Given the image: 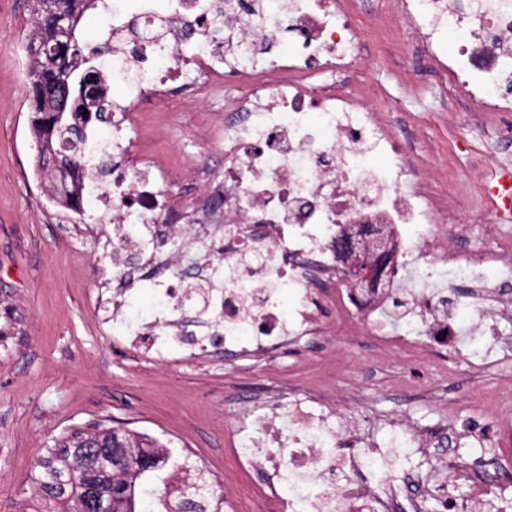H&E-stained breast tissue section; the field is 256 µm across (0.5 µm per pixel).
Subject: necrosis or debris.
I'll return each mask as SVG.
<instances>
[{
  "mask_svg": "<svg viewBox=\"0 0 512 512\" xmlns=\"http://www.w3.org/2000/svg\"><path fill=\"white\" fill-rule=\"evenodd\" d=\"M398 9L469 111L512 112V0H400ZM106 36L126 95L101 136L112 178L88 182L80 197L99 209L83 232L127 269L120 289L101 285L114 336L156 361L183 344L201 357L217 341L240 355L272 353L321 331L314 263L349 335L386 349L405 328L418 346L442 342L463 359L474 342L499 346L498 322L512 317V235L460 254L456 240L475 225L450 220L419 190L410 147L380 119L378 99L340 89L367 63L354 0H114ZM324 73L332 83L314 84ZM171 84L188 90L190 105L225 98L224 179L207 206L192 196L168 204L172 167L156 153L125 161L135 112ZM103 224L111 235H100ZM354 224L383 227L393 253L391 274L373 288L342 276L336 239ZM490 268L497 282L486 280ZM458 282L468 297L448 303ZM143 283L160 307L138 322L127 308ZM285 288L299 296L291 315L278 303ZM189 308L205 314L190 335L178 319ZM463 310L477 316L464 330L455 322ZM235 421L229 448L242 474L266 475L255 484L258 512H427L428 475L404 468L380 484L363 479L381 453L365 434L375 420L344 418L331 393L244 403ZM457 473L469 493L460 500L440 484L441 512H487L512 480V426H500L494 461Z\"/></svg>",
  "mask_w": 512,
  "mask_h": 512,
  "instance_id": "necrosis-or-debris-1",
  "label": "necrosis or debris"
}]
</instances>
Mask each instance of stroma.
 Wrapping results in <instances>:
<instances>
[{
	"mask_svg": "<svg viewBox=\"0 0 512 512\" xmlns=\"http://www.w3.org/2000/svg\"><path fill=\"white\" fill-rule=\"evenodd\" d=\"M35 8V0H0V512H56L33 489L37 458L68 430L101 423L155 437L177 457L195 455L216 494L230 492L236 512H254L251 484L224 441L236 402L289 384L359 390L381 414L405 417L437 438L445 408L459 404L462 424L478 428L482 441L461 438L451 451L414 458V466L439 474L452 454L465 463L491 457L498 423L490 408L503 380L512 379V347L478 369L447 345L431 346L424 359L393 349L378 364L368 337L333 334L295 342L276 361L221 351L194 360L177 348L164 362L125 355L95 299L98 283L122 272L101 259L95 240L70 229L66 209L34 170L26 47L37 36ZM358 9L363 28L378 15L395 25L390 43L371 44L372 60L354 87L375 89L390 109L414 144L431 196L455 198L468 213L484 184L512 174V140L500 139L512 114L450 111L461 94L447 77L427 64H404L416 48L410 29L395 21L398 0H362ZM177 109L172 100L153 103L137 149L223 172V146L197 137L223 114V98L206 97L173 127L167 114Z\"/></svg>",
	"mask_w": 512,
	"mask_h": 512,
	"instance_id": "stroma-1",
	"label": "stroma"
}]
</instances>
